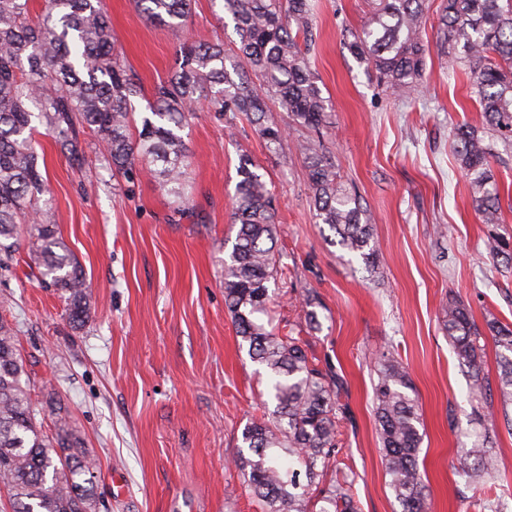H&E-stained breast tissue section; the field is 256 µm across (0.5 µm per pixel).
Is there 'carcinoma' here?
<instances>
[{
    "label": "carcinoma",
    "mask_w": 512,
    "mask_h": 512,
    "mask_svg": "<svg viewBox=\"0 0 512 512\" xmlns=\"http://www.w3.org/2000/svg\"><path fill=\"white\" fill-rule=\"evenodd\" d=\"M0 0V255L12 257L20 225H28V264L65 302L73 329L91 317L82 270L52 219L45 196L46 172L36 150L37 126L56 140L68 160L83 166L100 150L123 175L146 166L162 187L186 205L188 164L179 132L199 99L233 123L245 115L273 145L284 132L266 119L276 100L294 125L318 129L327 123L322 95L306 54L312 41L310 0H223L238 38L231 55L222 43H184L169 78L147 99L149 115L133 134L132 102L144 91L114 54L112 26L102 0ZM427 0H377L347 47L373 69L390 93L415 104L429 52L423 33ZM146 19L172 29L183 25L191 0H134ZM438 38L448 66L474 74V95L485 128L463 123L455 131V158L469 177L473 204L485 224L500 223L501 199L485 130H498L512 153V0H442ZM94 140L79 141L80 131ZM304 156L319 223L332 243L364 264L376 259L370 216L360 199L338 181L332 160L312 142L296 145ZM231 252L224 259V302L251 361L268 378L273 410L242 430L236 467L259 512H359L347 482H323L336 456L338 397L342 385L332 370L317 368L297 336H281L263 322L278 275L274 251L277 220L271 189L248 156L239 159ZM491 259L512 264V242L488 238ZM448 341L474 387L486 393L483 345L491 337L498 356L502 407L512 404V328L497 319L480 328L458 299L445 311ZM16 332L0 319V482L12 512H95L92 463L78 446L66 418L49 436L36 420ZM407 372L392 354L377 361L375 418L389 486L401 512H429L419 467L422 434ZM497 471L486 443L474 441L459 455V473L475 480ZM324 503L314 510L318 503Z\"/></svg>",
    "instance_id": "cac0c4a2"
}]
</instances>
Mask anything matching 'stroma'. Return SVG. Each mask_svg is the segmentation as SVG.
Listing matches in <instances>:
<instances>
[{
    "label": "stroma",
    "instance_id": "35a3bbf8",
    "mask_svg": "<svg viewBox=\"0 0 512 512\" xmlns=\"http://www.w3.org/2000/svg\"><path fill=\"white\" fill-rule=\"evenodd\" d=\"M103 4L114 46L147 92L173 70L181 40L236 48L220 0H192L178 36L147 22L132 0ZM314 4L309 64L330 100V123L315 131L291 128L284 112L268 118L321 143L360 198L374 225L372 266L331 244L302 158L268 145L245 117L230 127L196 105L182 132L190 194L182 212L149 172L126 178L103 160L77 168L52 137L36 136L54 220L85 276L92 317L81 330L69 326L61 299L26 265L24 244L0 266V317L17 333L44 432L57 428L45 403L52 392L94 463L96 512H258L239 492L232 460L244 425L266 412L265 385L236 335L222 278L243 154L278 209L270 319L343 382L336 474L350 481L360 512H400L373 412L375 360L386 352L404 366L417 401L429 512H512V426L473 390L443 328L452 297L477 324L512 325V266L485 248L496 229L512 233V160L496 168L502 224L482 223L454 157L456 127L481 122L470 71L449 77L431 51L418 101L407 106L344 45L345 28L361 27L371 0ZM311 307L320 328L306 322ZM480 434L498 464L490 486L458 473L460 449Z\"/></svg>",
    "mask_w": 512,
    "mask_h": 512
}]
</instances>
